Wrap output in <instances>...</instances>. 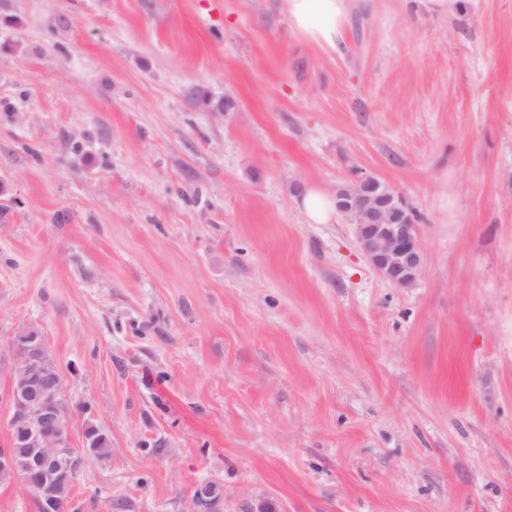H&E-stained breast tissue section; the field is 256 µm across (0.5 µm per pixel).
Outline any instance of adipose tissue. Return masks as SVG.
Masks as SVG:
<instances>
[{"instance_id":"ef3b65f1","label":"adipose tissue","mask_w":512,"mask_h":512,"mask_svg":"<svg viewBox=\"0 0 512 512\" xmlns=\"http://www.w3.org/2000/svg\"><path fill=\"white\" fill-rule=\"evenodd\" d=\"M351 0H288V21L303 38L331 51H341Z\"/></svg>"}]
</instances>
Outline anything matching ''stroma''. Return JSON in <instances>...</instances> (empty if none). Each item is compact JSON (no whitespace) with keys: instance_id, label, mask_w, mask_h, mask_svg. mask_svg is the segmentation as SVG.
<instances>
[{"instance_id":"stroma-1","label":"stroma","mask_w":512,"mask_h":512,"mask_svg":"<svg viewBox=\"0 0 512 512\" xmlns=\"http://www.w3.org/2000/svg\"><path fill=\"white\" fill-rule=\"evenodd\" d=\"M0 394L40 331L112 439L70 512H512V0H0ZM208 91L224 112L199 106ZM83 143L74 154L67 140ZM415 216L399 288L300 196ZM287 1L288 21L296 33L325 50H342L351 0ZM301 208L309 223L331 224L336 216V194L308 187L302 196Z\"/></svg>"}]
</instances>
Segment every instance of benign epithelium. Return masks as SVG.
Wrapping results in <instances>:
<instances>
[{"label": "benign epithelium", "mask_w": 512, "mask_h": 512, "mask_svg": "<svg viewBox=\"0 0 512 512\" xmlns=\"http://www.w3.org/2000/svg\"><path fill=\"white\" fill-rule=\"evenodd\" d=\"M337 199L371 266L394 286L412 285L421 272L423 254L403 200L378 192L370 176L339 189ZM13 348L7 391L11 418L29 422L27 444L33 451L19 459L12 448H1L0 471L33 491L41 512H52L63 489L57 467L64 466L69 485H74L86 463L85 449L71 444V405L45 340L16 341Z\"/></svg>", "instance_id": "7a95c632"}]
</instances>
